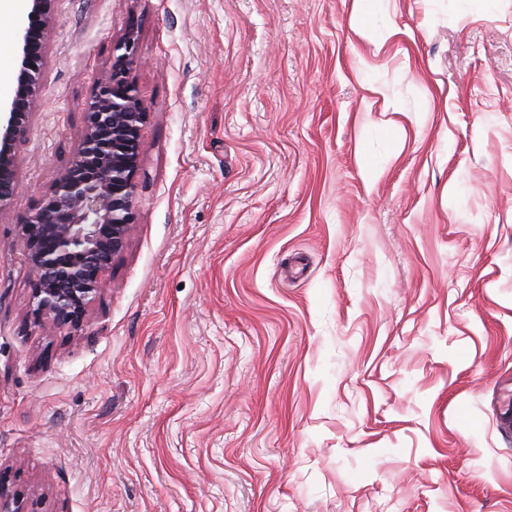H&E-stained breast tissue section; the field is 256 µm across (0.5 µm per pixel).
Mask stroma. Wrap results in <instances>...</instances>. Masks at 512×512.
Segmentation results:
<instances>
[{
    "label": "stroma",
    "mask_w": 512,
    "mask_h": 512,
    "mask_svg": "<svg viewBox=\"0 0 512 512\" xmlns=\"http://www.w3.org/2000/svg\"><path fill=\"white\" fill-rule=\"evenodd\" d=\"M30 0L0 20L14 82ZM138 29L135 222L79 334L23 218ZM512 0H56L0 215V483L39 512H512Z\"/></svg>",
    "instance_id": "obj_1"
}]
</instances>
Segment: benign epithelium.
Listing matches in <instances>:
<instances>
[{
	"label": "benign epithelium",
	"mask_w": 512,
	"mask_h": 512,
	"mask_svg": "<svg viewBox=\"0 0 512 512\" xmlns=\"http://www.w3.org/2000/svg\"><path fill=\"white\" fill-rule=\"evenodd\" d=\"M43 20L41 37L26 28L15 75L16 93L0 113V211L16 189L18 147L41 102V39L47 37L56 0H30ZM131 27L112 51V72L83 107L84 133L71 163L23 220L22 234L33 273L30 314L41 325H82L101 293V274L126 247L134 224L139 137L147 112L128 71L136 59ZM0 512H36L28 498L0 484Z\"/></svg>",
	"instance_id": "obj_1"
}]
</instances>
